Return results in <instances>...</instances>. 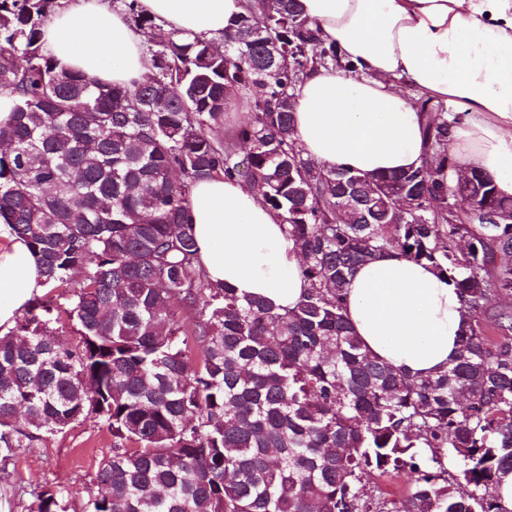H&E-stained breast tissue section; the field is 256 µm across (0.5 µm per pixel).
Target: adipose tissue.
<instances>
[{"instance_id": "obj_1", "label": "adipose tissue", "mask_w": 512, "mask_h": 512, "mask_svg": "<svg viewBox=\"0 0 512 512\" xmlns=\"http://www.w3.org/2000/svg\"><path fill=\"white\" fill-rule=\"evenodd\" d=\"M246 0H136L164 32L216 38ZM353 68H318L292 99L293 139L326 168L380 175L419 167L425 157L424 95L462 112L448 151L512 196V0H301ZM62 65L102 81L130 84L151 68L144 37L125 9L107 0H65L43 29ZM406 79L409 90L397 88ZM189 225L197 263L215 284L290 309L308 283L281 217L241 181L216 176L193 185ZM28 244L0 224V335L44 290ZM345 314L365 349L411 376L453 363L464 325L454 284L397 252L356 268Z\"/></svg>"}]
</instances>
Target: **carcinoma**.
Here are the masks:
<instances>
[{
	"instance_id": "obj_1",
	"label": "carcinoma",
	"mask_w": 512,
	"mask_h": 512,
	"mask_svg": "<svg viewBox=\"0 0 512 512\" xmlns=\"http://www.w3.org/2000/svg\"><path fill=\"white\" fill-rule=\"evenodd\" d=\"M58 0H0V219L34 253L47 288L76 283L77 342L62 343L35 297L0 336V473L18 451L95 420L112 455L85 512H504L512 475V197L453 169L451 123L421 97L428 156L414 170H326L292 139L293 86L310 69H350L299 0H256L223 47L167 33L131 85L46 53ZM136 29L153 20L127 4ZM260 89L235 128L229 103ZM244 181L286 224L309 283L277 311L211 283L189 234L192 186ZM469 199L492 218L450 224ZM396 251L460 294L466 326L448 371L414 377L370 356L343 313L349 277ZM201 353L195 362L191 346ZM460 457L448 480L442 456ZM410 468L390 502L365 499L375 471ZM28 512H68L61 490ZM255 96L254 90H250L245 92L239 96H237L234 100L238 101V104L235 107H232L228 110L227 115L224 120V125L218 131V133L222 137H230L232 134L233 127L241 120L244 119L246 112L242 111L241 103L247 100V112H251V100L252 97Z\"/></svg>"
}]
</instances>
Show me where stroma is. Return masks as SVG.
Listing matches in <instances>:
<instances>
[{
	"mask_svg": "<svg viewBox=\"0 0 512 512\" xmlns=\"http://www.w3.org/2000/svg\"><path fill=\"white\" fill-rule=\"evenodd\" d=\"M112 453V435L102 424L79 421L63 433L21 450L8 479L0 480V512H27L35 486L64 488L69 512H82L86 490L103 459Z\"/></svg>",
	"mask_w": 512,
	"mask_h": 512,
	"instance_id": "stroma-1",
	"label": "stroma"
}]
</instances>
